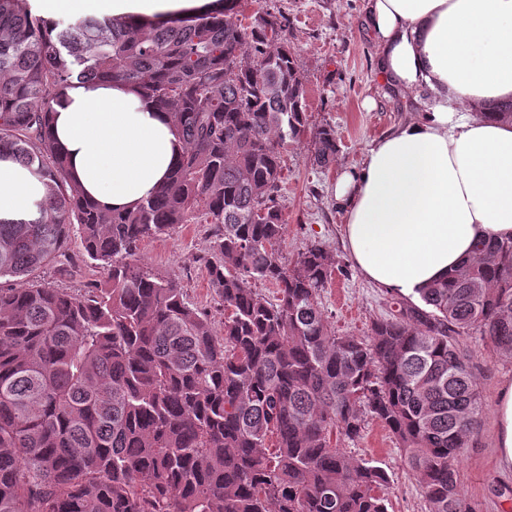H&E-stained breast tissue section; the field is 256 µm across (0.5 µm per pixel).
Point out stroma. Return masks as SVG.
I'll use <instances>...</instances> for the list:
<instances>
[{
  "label": "stroma",
  "mask_w": 512,
  "mask_h": 512,
  "mask_svg": "<svg viewBox=\"0 0 512 512\" xmlns=\"http://www.w3.org/2000/svg\"><path fill=\"white\" fill-rule=\"evenodd\" d=\"M266 9L288 17V39L305 82L310 126L283 151L278 202L287 224L280 249L292 261L310 242L318 241L346 260L334 183L341 172L360 167L374 140L412 118L414 105L375 73L374 45L362 20V0H244L243 22ZM326 124L336 132L337 153L330 167L321 168L314 161L312 131ZM214 232V225L202 221L179 224L166 235L142 242L140 256L160 275L176 278L188 301L219 323L224 307L207 273ZM42 277L51 287L80 294L104 280L105 274L75 242ZM388 297V290L368 282L349 264L346 273L334 276L321 301L337 333L364 338L370 335L373 320L388 309ZM463 346L472 357L488 409L459 463L461 491L477 512H512V477L501 474L497 465L492 411L499 387L512 380V357L475 337L464 340ZM347 450L386 470L389 482L382 493L389 512H427L415 474L379 420L367 418L361 438L348 444Z\"/></svg>",
  "instance_id": "35a3bbf8"
}]
</instances>
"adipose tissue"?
<instances>
[{
  "instance_id": "adipose-tissue-1",
  "label": "adipose tissue",
  "mask_w": 512,
  "mask_h": 512,
  "mask_svg": "<svg viewBox=\"0 0 512 512\" xmlns=\"http://www.w3.org/2000/svg\"><path fill=\"white\" fill-rule=\"evenodd\" d=\"M221 0H32L45 18L109 15L164 22ZM381 78L419 112L376 139L334 187L346 248L361 274L402 296L473 256L481 238L512 236V123L482 116L512 99V0H366ZM52 133L73 176L108 209L149 197L175 164L168 114L117 83L95 82L55 107ZM42 183L0 159V220L38 215ZM498 466L512 473V381L496 407Z\"/></svg>"
}]
</instances>
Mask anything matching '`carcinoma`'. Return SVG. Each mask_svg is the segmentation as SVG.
<instances>
[{
  "instance_id": "1",
  "label": "carcinoma",
  "mask_w": 512,
  "mask_h": 512,
  "mask_svg": "<svg viewBox=\"0 0 512 512\" xmlns=\"http://www.w3.org/2000/svg\"><path fill=\"white\" fill-rule=\"evenodd\" d=\"M241 0L166 23L45 19L0 0V156L44 187L39 217L0 222V512H388L387 472L344 443L384 424L428 512H473L459 463L487 404L462 340L512 356V238L419 302L339 335L321 295L340 260L313 242L286 263L281 148L306 126L288 18ZM128 84L170 116L182 152L136 208L106 211L50 133L65 90ZM314 134V161L336 158ZM221 227L211 317L139 257L196 220ZM78 239L107 279L82 294L42 282ZM272 282L267 299L256 284Z\"/></svg>"
}]
</instances>
